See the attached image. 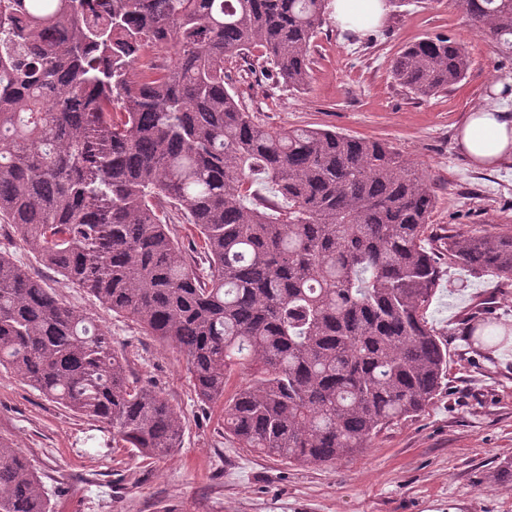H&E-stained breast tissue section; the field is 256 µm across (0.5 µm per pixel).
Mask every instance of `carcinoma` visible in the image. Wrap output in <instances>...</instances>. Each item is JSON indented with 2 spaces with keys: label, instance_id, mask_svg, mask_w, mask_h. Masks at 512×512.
<instances>
[{
  "label": "carcinoma",
  "instance_id": "carcinoma-1",
  "mask_svg": "<svg viewBox=\"0 0 512 512\" xmlns=\"http://www.w3.org/2000/svg\"><path fill=\"white\" fill-rule=\"evenodd\" d=\"M327 2L111 0L100 17L91 0H0V224L179 348L197 399L224 407V434L298 465L351 458L434 400L448 344L424 310L441 257L512 282V230L425 248L437 187L391 144L261 124L224 82L227 59L257 51L304 89ZM461 5L512 57V0ZM170 48L163 70L141 62ZM469 69L465 44L444 34L392 63L421 100ZM169 204L192 244L171 233ZM493 309L483 298L463 317L483 350L512 334ZM0 366L107 425L117 448L157 457L179 445L181 412L132 383L109 332L4 249ZM0 512H51L22 449L3 441Z\"/></svg>",
  "mask_w": 512,
  "mask_h": 512
}]
</instances>
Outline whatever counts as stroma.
<instances>
[{"label":"stroma","mask_w":512,"mask_h":512,"mask_svg":"<svg viewBox=\"0 0 512 512\" xmlns=\"http://www.w3.org/2000/svg\"><path fill=\"white\" fill-rule=\"evenodd\" d=\"M438 33L464 41L470 69L456 88L419 100L393 79L391 61L405 45ZM312 59L302 91L279 83L261 60L249 73L243 61L229 60L225 80L260 123L392 144L438 187L434 237L512 227V159L481 169L456 144L476 107L489 102L512 111V97L491 94L493 83L512 87V62L468 26L459 0H413L363 36L327 21ZM12 252L65 303L96 318L132 380L156 386L185 418L179 448L143 458L113 447L101 423L73 415L0 368V440L23 450L52 512H512V481L487 480L512 458V339L483 355L461 334L464 310L485 297H495L498 315L512 322V284L443 263L425 311L448 344L438 396L353 458L300 466L225 437L222 405L197 400L178 348L143 335L20 245Z\"/></svg>","instance_id":"1"}]
</instances>
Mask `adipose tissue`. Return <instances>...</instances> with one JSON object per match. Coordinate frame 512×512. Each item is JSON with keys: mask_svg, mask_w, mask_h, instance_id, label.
<instances>
[{"mask_svg": "<svg viewBox=\"0 0 512 512\" xmlns=\"http://www.w3.org/2000/svg\"><path fill=\"white\" fill-rule=\"evenodd\" d=\"M384 0H330L328 12L339 28L360 33L385 17ZM457 144L477 166L487 168L512 158V113L496 107L470 112Z\"/></svg>", "mask_w": 512, "mask_h": 512, "instance_id": "1", "label": "adipose tissue"}]
</instances>
